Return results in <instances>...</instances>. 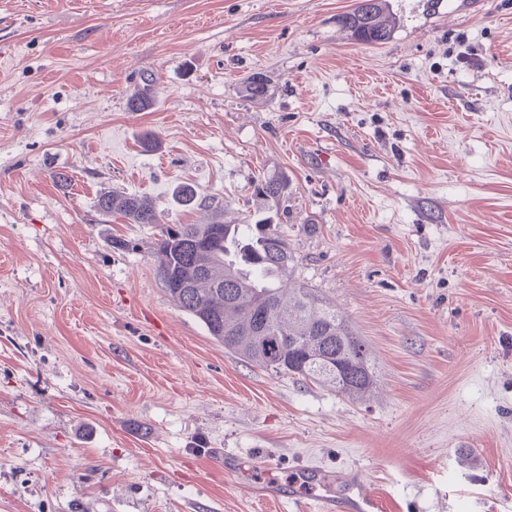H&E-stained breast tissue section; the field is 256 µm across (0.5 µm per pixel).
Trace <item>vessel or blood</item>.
<instances>
[{"label":"vessel or blood","instance_id":"obj_1","mask_svg":"<svg viewBox=\"0 0 512 512\" xmlns=\"http://www.w3.org/2000/svg\"><path fill=\"white\" fill-rule=\"evenodd\" d=\"M291 485L319 490L320 512H380L381 501L364 482L351 477L330 484L327 472L313 465L296 469Z\"/></svg>","mask_w":512,"mask_h":512}]
</instances>
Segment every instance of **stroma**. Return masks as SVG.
I'll list each match as a JSON object with an SVG mask.
<instances>
[{"mask_svg": "<svg viewBox=\"0 0 512 512\" xmlns=\"http://www.w3.org/2000/svg\"><path fill=\"white\" fill-rule=\"evenodd\" d=\"M355 3L0 0V512H296L220 448L355 475L383 512H512V0H388L383 44L342 28ZM263 173L292 281L368 346L363 397L243 360L164 290L161 225L253 223ZM288 190V182L279 175L264 177L255 185L256 195L263 197L264 200H273L279 203ZM97 208L103 215L118 211L131 224H154L158 221L154 204L142 196L104 193L98 198Z\"/></svg>", "mask_w": 512, "mask_h": 512, "instance_id": "1", "label": "stroma"}]
</instances>
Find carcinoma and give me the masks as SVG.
I'll use <instances>...</instances> for the list:
<instances>
[{"instance_id":"1","label":"carcinoma","mask_w":512,"mask_h":512,"mask_svg":"<svg viewBox=\"0 0 512 512\" xmlns=\"http://www.w3.org/2000/svg\"><path fill=\"white\" fill-rule=\"evenodd\" d=\"M385 0H360L340 18L352 37L385 43L394 26L386 20ZM288 182L279 175L260 180L256 195L280 201ZM98 211H118L131 224L158 223L146 197L104 193ZM206 252L204 272L189 287L170 280L188 270L194 254ZM165 291L181 311L204 324L224 349L279 374L322 381L336 393L360 397L375 375L368 348L313 288L290 285L295 254L269 217L253 224H173L161 228L155 245Z\"/></svg>"}]
</instances>
